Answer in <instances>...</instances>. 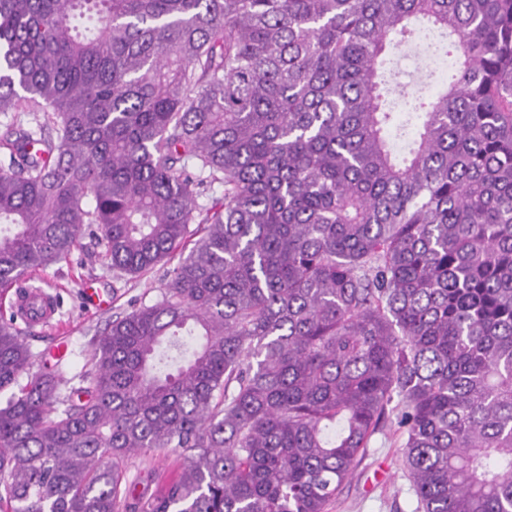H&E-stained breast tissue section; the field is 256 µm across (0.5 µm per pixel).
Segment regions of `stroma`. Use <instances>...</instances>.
<instances>
[{
    "label": "stroma",
    "mask_w": 512,
    "mask_h": 512,
    "mask_svg": "<svg viewBox=\"0 0 512 512\" xmlns=\"http://www.w3.org/2000/svg\"><path fill=\"white\" fill-rule=\"evenodd\" d=\"M97 253L95 240L87 236L69 259L28 276L30 286L56 297L58 313L54 326L33 327L24 340L32 352L41 353L49 350L56 339H63L74 373L85 364L95 337L107 323L130 311L132 305L153 303L167 280L168 266L164 263L140 277L116 278ZM86 283L111 295L110 309H85L81 288ZM402 444L398 427L386 423L373 436L365 456L328 512H415L417 499L404 466Z\"/></svg>",
    "instance_id": "stroma-1"
}]
</instances>
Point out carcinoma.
I'll return each mask as SVG.
<instances>
[{
  "instance_id": "carcinoma-1",
  "label": "carcinoma",
  "mask_w": 512,
  "mask_h": 512,
  "mask_svg": "<svg viewBox=\"0 0 512 512\" xmlns=\"http://www.w3.org/2000/svg\"><path fill=\"white\" fill-rule=\"evenodd\" d=\"M9 112L0 285L180 259L71 376L0 316V512H327L392 414L420 512H512V0H0ZM180 463L181 457L178 452L172 450L161 453L151 452L129 460L127 474L130 479H134L139 474L145 476L147 472H152L154 480L149 483V489L152 491L174 474Z\"/></svg>"
}]
</instances>
